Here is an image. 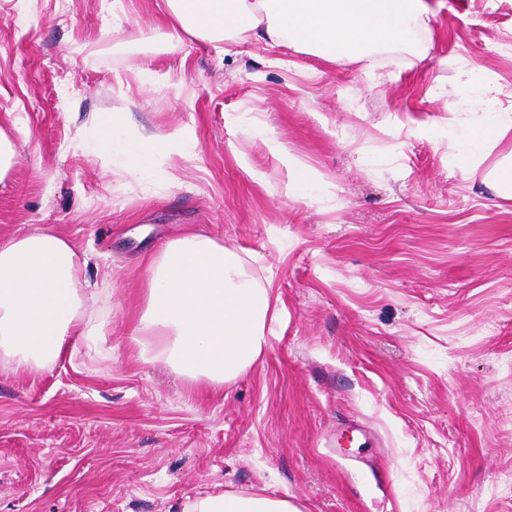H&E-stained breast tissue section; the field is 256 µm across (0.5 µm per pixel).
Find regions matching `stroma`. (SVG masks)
<instances>
[{"label": "stroma", "mask_w": 512, "mask_h": 512, "mask_svg": "<svg viewBox=\"0 0 512 512\" xmlns=\"http://www.w3.org/2000/svg\"><path fill=\"white\" fill-rule=\"evenodd\" d=\"M0 0V240L68 237L103 335L51 366L0 362V512H183L263 491L303 512H512V203L461 169L454 114L512 105V0H431L426 50L329 64L184 37L164 0ZM175 134L169 177L102 159ZM313 198L295 193L299 176ZM200 233L271 279L262 357L187 383L136 341L146 269Z\"/></svg>", "instance_id": "35a3bbf8"}]
</instances>
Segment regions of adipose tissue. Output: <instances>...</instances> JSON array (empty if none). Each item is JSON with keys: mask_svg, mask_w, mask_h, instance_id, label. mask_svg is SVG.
Returning <instances> with one entry per match:
<instances>
[{"mask_svg": "<svg viewBox=\"0 0 512 512\" xmlns=\"http://www.w3.org/2000/svg\"><path fill=\"white\" fill-rule=\"evenodd\" d=\"M170 38L209 36L245 43L261 39L339 63L372 57L376 48L412 46L428 30V0H165ZM485 81L475 108L457 113L463 166H480L512 135V110ZM162 140L141 134L124 146L130 173L162 176ZM86 263L73 242L44 230L0 241V356L17 365L56 361L70 339L94 335ZM279 311L271 289L249 274L244 258L212 238L169 242L147 269V303L139 341L185 380L230 382L262 355L267 324ZM186 512H301L284 497L222 492Z\"/></svg>", "mask_w": 512, "mask_h": 512, "instance_id": "1", "label": "adipose tissue"}]
</instances>
